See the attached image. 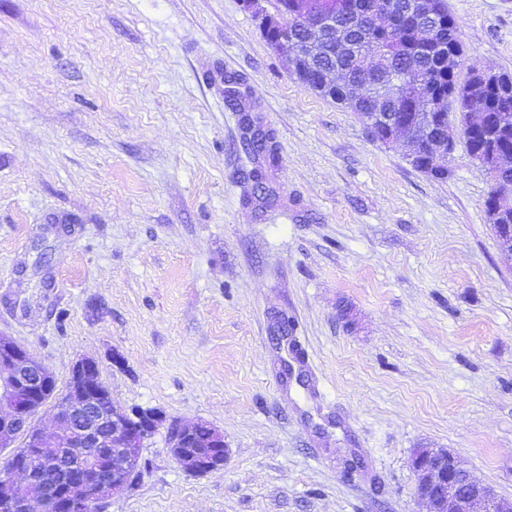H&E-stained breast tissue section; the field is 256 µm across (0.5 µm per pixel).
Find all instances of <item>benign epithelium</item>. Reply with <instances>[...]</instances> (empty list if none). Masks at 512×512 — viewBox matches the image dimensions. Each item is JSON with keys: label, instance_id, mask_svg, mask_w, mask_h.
I'll list each match as a JSON object with an SVG mask.
<instances>
[{"label": "benign epithelium", "instance_id": "benign-epithelium-1", "mask_svg": "<svg viewBox=\"0 0 512 512\" xmlns=\"http://www.w3.org/2000/svg\"><path fill=\"white\" fill-rule=\"evenodd\" d=\"M265 0H241L242 8L255 16L264 33L286 27L283 14L270 12ZM411 10L422 13V24L417 35L433 33L426 21L431 19L430 0H413ZM346 11L339 3L330 8L328 18L321 21L315 13L302 11L293 17L308 30V48H314L323 27H335L336 39L344 44L347 31L336 26V15ZM483 127L479 120H467L462 130L448 124V132H435L431 123L425 127L430 140L432 164L447 168L448 156L456 146L458 134L463 137ZM72 383L67 393L54 398L55 420L58 430L47 435L41 430H30L33 415L45 405L54 383L52 372L26 347L8 336H0V447L8 448L18 435H23L25 447L15 451L9 467L0 473V497L8 502L11 512H32L37 503L41 512H52L51 502L44 497L23 495L20 489L34 480V458L42 455L48 445L61 448L50 460V467L61 475L58 512H91L112 495L128 489L139 472L140 448L159 428L161 417L151 412H126L109 407L99 411L101 397L112 399L100 388L98 364L93 359L75 363ZM199 427L175 426L170 435L176 442L174 449L181 454V465L192 472L210 473L224 466L227 448L223 434L211 429L213 447L218 453H202L184 448V440ZM112 451L110 475L89 477L99 471L101 456L97 449ZM410 468L415 477V494L426 506L425 512H512V501L500 498L494 489L474 479L455 454L446 448H416L410 457Z\"/></svg>", "mask_w": 512, "mask_h": 512}]
</instances>
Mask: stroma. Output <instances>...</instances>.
I'll list each match as a JSON object with an SVG mask.
<instances>
[{
    "label": "stroma",
    "mask_w": 512,
    "mask_h": 512,
    "mask_svg": "<svg viewBox=\"0 0 512 512\" xmlns=\"http://www.w3.org/2000/svg\"><path fill=\"white\" fill-rule=\"evenodd\" d=\"M459 81L512 71V0H448ZM238 80L242 109L226 105ZM250 112L270 196L245 176ZM458 142L415 169L305 88L239 0H0V335L165 425L99 512H423L445 448L512 500V256ZM220 429L195 474L172 425Z\"/></svg>",
    "instance_id": "1"
}]
</instances>
